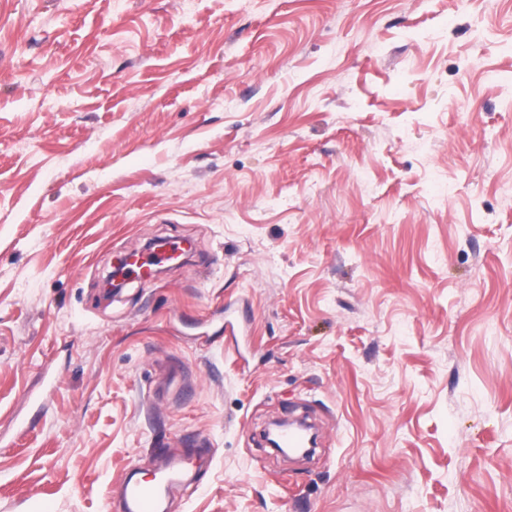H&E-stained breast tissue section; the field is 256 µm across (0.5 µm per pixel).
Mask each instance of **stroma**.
<instances>
[{"label": "stroma", "instance_id": "1", "mask_svg": "<svg viewBox=\"0 0 512 512\" xmlns=\"http://www.w3.org/2000/svg\"><path fill=\"white\" fill-rule=\"evenodd\" d=\"M176 437L168 512H512V0H0V512ZM183 249L182 240H163L152 253H133L127 256L125 271L129 277L151 278L155 269L176 260L184 252Z\"/></svg>", "mask_w": 512, "mask_h": 512}]
</instances>
